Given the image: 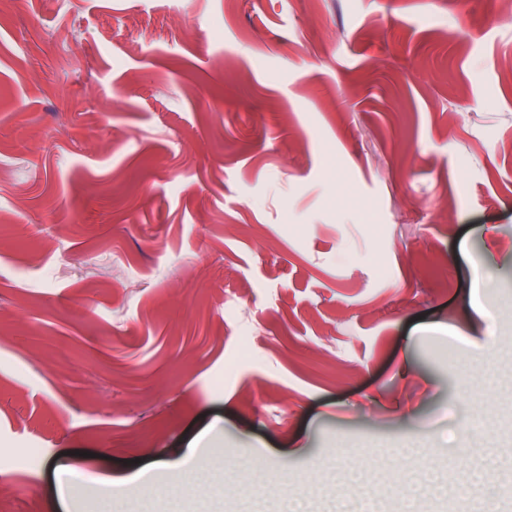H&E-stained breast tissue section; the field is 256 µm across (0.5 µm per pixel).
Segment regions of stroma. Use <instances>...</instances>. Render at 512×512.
<instances>
[{
  "label": "stroma",
  "mask_w": 512,
  "mask_h": 512,
  "mask_svg": "<svg viewBox=\"0 0 512 512\" xmlns=\"http://www.w3.org/2000/svg\"><path fill=\"white\" fill-rule=\"evenodd\" d=\"M475 294L512 338L499 0H0V512L211 430L277 476L249 512H354L339 460L380 512H512Z\"/></svg>",
  "instance_id": "stroma-1"
}]
</instances>
